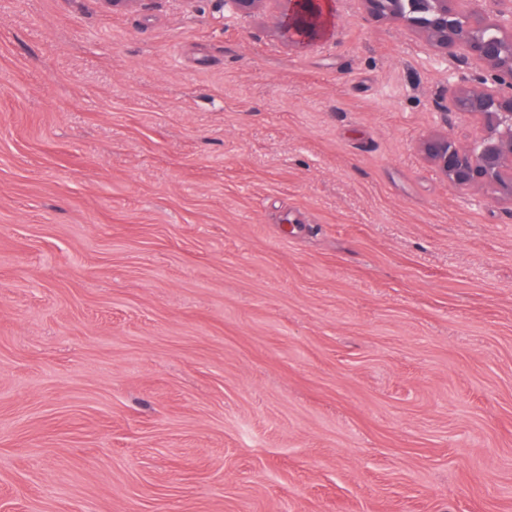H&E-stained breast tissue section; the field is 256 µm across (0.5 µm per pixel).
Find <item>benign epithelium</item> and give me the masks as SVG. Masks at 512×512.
<instances>
[{
  "label": "benign epithelium",
  "instance_id": "1",
  "mask_svg": "<svg viewBox=\"0 0 512 512\" xmlns=\"http://www.w3.org/2000/svg\"><path fill=\"white\" fill-rule=\"evenodd\" d=\"M376 20L408 28L442 57L467 65L468 73L448 80L436 100L443 124L463 115L473 126L471 137L457 141L449 133L428 136L424 156L449 183L512 203V10L481 21L472 17L474 0H361ZM276 5L274 27L291 46L315 43L327 35L322 24L323 0H224L238 17H250Z\"/></svg>",
  "mask_w": 512,
  "mask_h": 512
}]
</instances>
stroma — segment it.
Returning a JSON list of instances; mask_svg holds the SVG:
<instances>
[{"mask_svg":"<svg viewBox=\"0 0 512 512\" xmlns=\"http://www.w3.org/2000/svg\"><path fill=\"white\" fill-rule=\"evenodd\" d=\"M462 66L334 0H0V512H512V206ZM270 4L277 9L276 33L288 45H307L326 37L328 27L322 24L326 3L322 0H224L225 10L244 18L264 11Z\"/></svg>","mask_w":512,"mask_h":512,"instance_id":"1","label":"stroma"}]
</instances>
